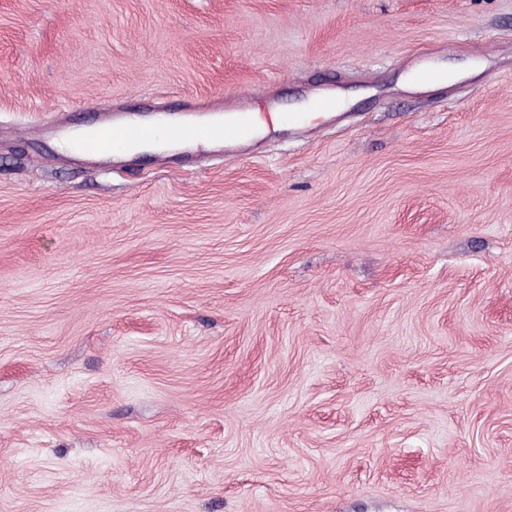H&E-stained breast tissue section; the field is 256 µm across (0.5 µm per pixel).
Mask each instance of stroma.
Returning <instances> with one entry per match:
<instances>
[{"label": "stroma", "mask_w": 512, "mask_h": 512, "mask_svg": "<svg viewBox=\"0 0 512 512\" xmlns=\"http://www.w3.org/2000/svg\"><path fill=\"white\" fill-rule=\"evenodd\" d=\"M330 82L190 160L48 130ZM0 512H512V0H0Z\"/></svg>", "instance_id": "1"}]
</instances>
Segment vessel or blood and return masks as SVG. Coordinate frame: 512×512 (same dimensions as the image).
I'll return each mask as SVG.
<instances>
[{"mask_svg": "<svg viewBox=\"0 0 512 512\" xmlns=\"http://www.w3.org/2000/svg\"><path fill=\"white\" fill-rule=\"evenodd\" d=\"M308 120L309 115L305 112H284L275 107L264 112H250L236 106L224 116L203 122L170 123L160 119L145 123L131 115L119 122L106 113L93 133H73L67 123L60 121L54 122L53 130L57 138L69 141L75 155L108 159L122 156L139 144L161 145L172 139L200 147L212 143L240 148L259 132L294 130L306 125Z\"/></svg>", "mask_w": 512, "mask_h": 512, "instance_id": "obj_1", "label": "vessel or blood"}]
</instances>
